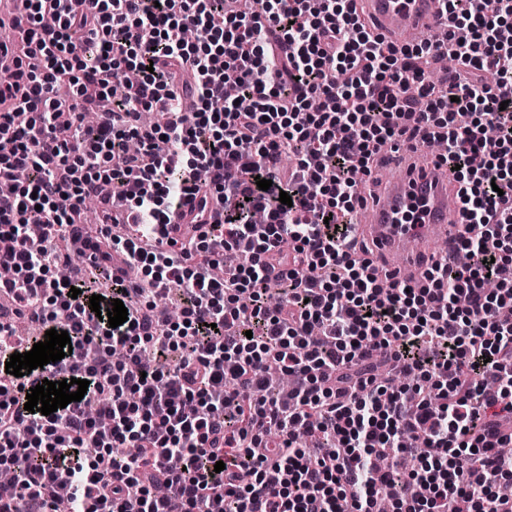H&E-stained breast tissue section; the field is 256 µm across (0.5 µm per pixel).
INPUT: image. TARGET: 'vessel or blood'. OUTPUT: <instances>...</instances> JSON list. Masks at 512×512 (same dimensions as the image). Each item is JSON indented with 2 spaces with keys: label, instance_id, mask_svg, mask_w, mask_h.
<instances>
[{
  "label": "vessel or blood",
  "instance_id": "vessel-or-blood-1",
  "mask_svg": "<svg viewBox=\"0 0 512 512\" xmlns=\"http://www.w3.org/2000/svg\"><path fill=\"white\" fill-rule=\"evenodd\" d=\"M372 28L384 37L408 29L414 38L441 41L448 29L445 0H361ZM424 199L421 224L402 223L406 208ZM358 241L373 251V258L395 280L416 282L422 259L438 239L453 241L464 233L458 185L446 164L438 159L409 161L397 175L382 180L374 200L357 209Z\"/></svg>",
  "mask_w": 512,
  "mask_h": 512
}]
</instances>
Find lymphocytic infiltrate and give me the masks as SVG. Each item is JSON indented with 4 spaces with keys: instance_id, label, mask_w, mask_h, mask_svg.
<instances>
[{
    "instance_id": "f902f5d3",
    "label": "lymphocytic infiltrate",
    "mask_w": 512,
    "mask_h": 512,
    "mask_svg": "<svg viewBox=\"0 0 512 512\" xmlns=\"http://www.w3.org/2000/svg\"><path fill=\"white\" fill-rule=\"evenodd\" d=\"M30 2L19 42H0V294L73 350L11 375L34 341L0 321V470L16 476L0 512H512L497 490L512 479V0H446L456 67L439 82L437 45L384 42L356 0ZM437 140L469 261L384 285L354 252L359 176L382 144ZM92 197L125 205L126 234L82 223ZM187 207L197 235L170 237ZM63 236L88 258L60 278ZM228 251L248 265L213 278ZM98 292L126 322L91 312ZM381 365L411 386L377 382ZM71 378L82 401L25 410L30 380Z\"/></svg>"
}]
</instances>
